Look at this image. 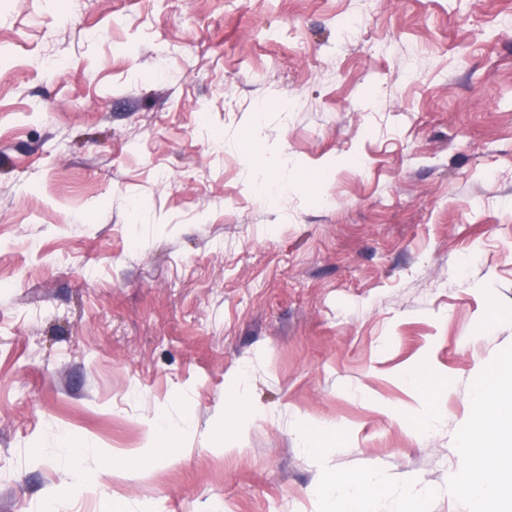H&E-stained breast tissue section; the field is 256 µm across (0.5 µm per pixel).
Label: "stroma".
<instances>
[{"mask_svg": "<svg viewBox=\"0 0 512 512\" xmlns=\"http://www.w3.org/2000/svg\"><path fill=\"white\" fill-rule=\"evenodd\" d=\"M505 13L0 0V512H322L336 470L469 512L475 385L512 352ZM428 392L434 427L395 418ZM154 419L177 461L63 490Z\"/></svg>", "mask_w": 512, "mask_h": 512, "instance_id": "stroma-1", "label": "stroma"}]
</instances>
